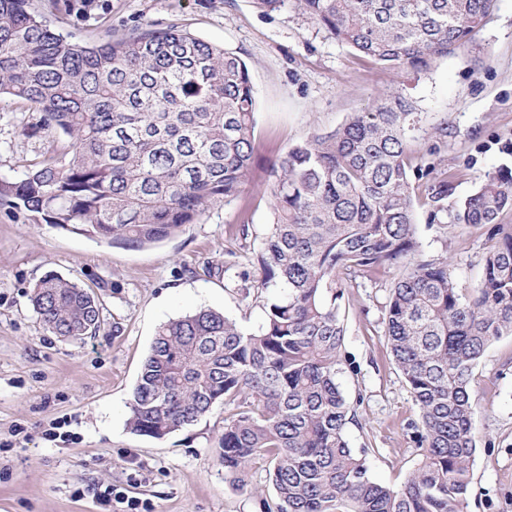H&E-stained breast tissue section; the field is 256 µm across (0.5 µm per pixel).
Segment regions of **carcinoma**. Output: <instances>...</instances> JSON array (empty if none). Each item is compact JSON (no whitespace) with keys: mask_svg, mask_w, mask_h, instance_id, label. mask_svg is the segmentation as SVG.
<instances>
[{"mask_svg":"<svg viewBox=\"0 0 512 512\" xmlns=\"http://www.w3.org/2000/svg\"><path fill=\"white\" fill-rule=\"evenodd\" d=\"M294 5L337 41L384 65L423 71L466 48L496 0H256ZM34 106L41 161L0 177V205L112 247L175 236L210 205L234 202L253 164L256 97L236 53L175 25L81 45L30 0H0V98ZM415 106L382 98L295 145L268 172L271 219L256 288H276L253 332L200 309L159 327L131 391L132 432L162 440L235 404L224 419V473L247 486L257 457L275 498L261 512H466L477 453L471 399L488 346L512 335V171L487 175L451 204L458 224L491 225L475 293H458L448 259L420 257L414 184L436 165L410 156ZM72 140L58 156L53 136ZM434 222L448 182L429 186ZM399 268L384 336L419 410L421 460L397 489L369 475L346 437L354 414L336 381L339 300L358 276ZM46 330L83 340L102 327L97 296L53 271L34 285Z\"/></svg>","mask_w":512,"mask_h":512,"instance_id":"carcinoma-1","label":"carcinoma"}]
</instances>
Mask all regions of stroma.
<instances>
[{"instance_id": "obj_1", "label": "stroma", "mask_w": 512, "mask_h": 512, "mask_svg": "<svg viewBox=\"0 0 512 512\" xmlns=\"http://www.w3.org/2000/svg\"><path fill=\"white\" fill-rule=\"evenodd\" d=\"M52 28L76 42L174 24L224 46L248 64L258 111L255 159L238 198L209 207L195 223L150 247L116 248L34 223L0 207V512H257L256 495L274 498L265 460L252 461L247 487L226 476L218 457L224 419L216 405L163 440L127 427V403L159 326L213 309L247 331L264 318L263 298L244 295L237 275L260 273L256 255L270 221L267 169L289 148L336 129L380 95L414 101L413 148L437 149L449 199L473 193L489 173L512 170V0H497L468 47L422 72L365 57L295 8L262 12L254 0H33ZM27 103L0 99V174L18 176L41 158L43 142L24 135L35 122ZM446 127L438 136L437 127ZM423 254L448 259L456 288L469 296L490 245L485 225L459 224L453 211L428 222L418 189ZM248 221V234L239 231ZM234 254L232 272L216 271ZM56 271L101 301L95 337L70 342L47 332L33 311L34 284ZM395 272L358 279L341 302L345 340L337 382L355 421L349 444L367 449L371 476L400 487L420 460L411 422L418 409L383 336V306ZM474 435L467 512H512V336L487 348L474 373ZM66 420L76 440L50 439ZM111 491V502L101 492Z\"/></svg>"}]
</instances>
